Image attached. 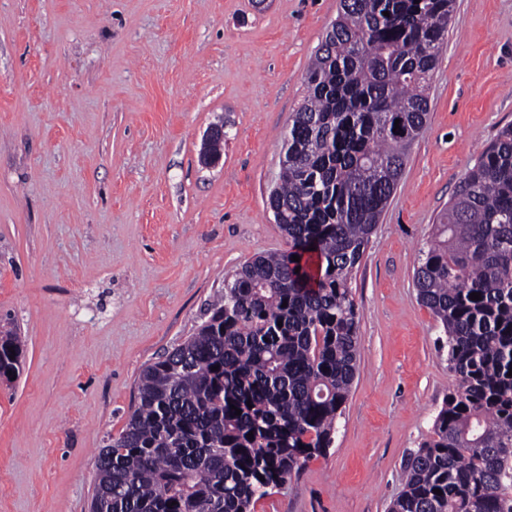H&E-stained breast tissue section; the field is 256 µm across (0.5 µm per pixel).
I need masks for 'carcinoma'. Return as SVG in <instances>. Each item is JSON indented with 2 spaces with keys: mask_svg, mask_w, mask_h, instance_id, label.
Instances as JSON below:
<instances>
[{
  "mask_svg": "<svg viewBox=\"0 0 512 512\" xmlns=\"http://www.w3.org/2000/svg\"><path fill=\"white\" fill-rule=\"evenodd\" d=\"M454 2L340 0L269 195L288 249L224 279L195 333L142 370L90 512H251L331 447L359 371L352 276L427 123ZM414 283L458 384L388 512H512V125L433 225ZM22 355L4 332L0 377Z\"/></svg>",
  "mask_w": 512,
  "mask_h": 512,
  "instance_id": "obj_1",
  "label": "carcinoma"
}]
</instances>
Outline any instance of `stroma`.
I'll return each mask as SVG.
<instances>
[{
    "label": "stroma",
    "mask_w": 512,
    "mask_h": 512,
    "mask_svg": "<svg viewBox=\"0 0 512 512\" xmlns=\"http://www.w3.org/2000/svg\"><path fill=\"white\" fill-rule=\"evenodd\" d=\"M340 0H0V512H89L142 369L246 261ZM427 124L351 280L359 374L331 448L254 512H388L455 377L419 250L512 123V0H455ZM223 124L218 164L201 165ZM216 135H220L221 137H226V133L224 132V127L222 125H219V124L213 125L206 134L203 148L201 151V158H202L203 163L206 164L207 166L215 165L220 160V159L216 160V158L211 155V153H212V154L219 156L221 146L224 143V139H216L211 142V140ZM210 142H211V144H210ZM209 144H210L211 153L209 151ZM11 350L15 351L12 355ZM23 355L21 340L16 333L7 330L0 337V377L6 381L13 379V375L19 372V365ZM14 356V359H11ZM12 371V374H9Z\"/></svg>",
    "instance_id": "35a3bbf8"
}]
</instances>
